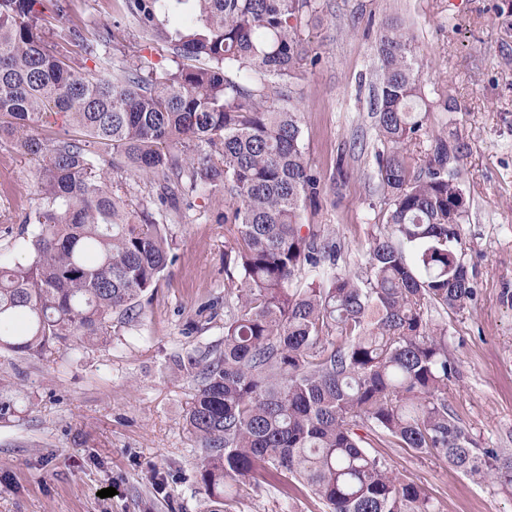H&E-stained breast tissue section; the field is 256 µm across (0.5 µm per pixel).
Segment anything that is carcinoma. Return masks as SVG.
<instances>
[{
  "instance_id": "cac0c4a2",
  "label": "carcinoma",
  "mask_w": 512,
  "mask_h": 512,
  "mask_svg": "<svg viewBox=\"0 0 512 512\" xmlns=\"http://www.w3.org/2000/svg\"><path fill=\"white\" fill-rule=\"evenodd\" d=\"M71 2L0 0V140L38 162L43 199L19 218L35 225L30 260H0V351L44 356L111 335L114 319L137 322L173 261L166 219L208 191L227 200L233 239L224 348L191 362L186 416L210 497L272 468L327 512H433L424 489L367 449L371 434L512 486V462L475 446L448 409L456 367L429 311H463L476 288L458 251L459 148L434 139L423 168L408 153L427 115L410 34L393 27L379 41L370 110L390 208L362 277L336 271L332 232L302 224L324 188L300 147L291 84L308 58L294 25L308 0H125L146 32L159 12H192L166 36L175 67L136 55L108 79L84 64L109 63L119 27H72L73 51L48 40L49 6ZM54 114L81 136L35 134ZM105 154L143 182L140 194Z\"/></svg>"
}]
</instances>
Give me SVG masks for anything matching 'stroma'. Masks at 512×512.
Instances as JSON below:
<instances>
[{"mask_svg": "<svg viewBox=\"0 0 512 512\" xmlns=\"http://www.w3.org/2000/svg\"><path fill=\"white\" fill-rule=\"evenodd\" d=\"M117 22L153 67L171 68L162 32L142 31L124 0H73L48 39ZM401 27L423 66L429 114L423 162L435 136L459 146L469 202L461 247L476 288L463 311H433L448 328L457 373L448 407L481 448L512 457V0H310L297 24L310 60L293 88L303 108L301 148L324 179L307 224H328L341 246L337 268L365 274L366 251L383 231L389 202L378 185L382 144L370 114L381 33ZM348 177L333 182L337 156ZM36 161L0 141V215L40 203ZM225 199L205 192L169 226L176 259L141 301L138 324L114 326L110 344L52 355L0 357V512H325L313 493L273 471L242 479L228 502L199 481L202 452L186 426L195 381L188 356L224 343ZM399 479L426 489L434 512H512V488L472 479L435 455L374 442ZM116 493L100 497L101 489Z\"/></svg>", "mask_w": 512, "mask_h": 512, "instance_id": "obj_1", "label": "stroma"}]
</instances>
